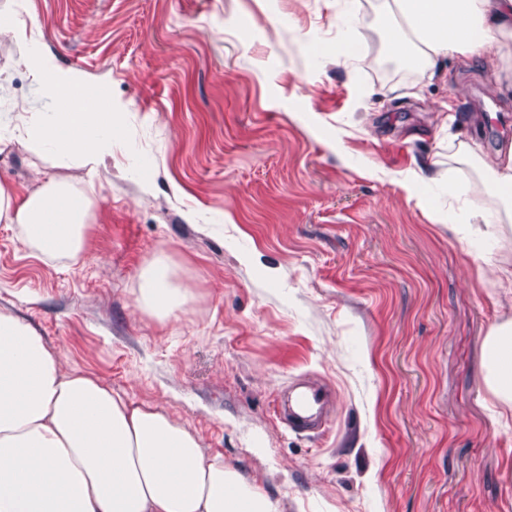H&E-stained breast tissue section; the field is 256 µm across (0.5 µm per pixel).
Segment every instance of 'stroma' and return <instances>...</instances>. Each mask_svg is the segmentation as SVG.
Here are the masks:
<instances>
[{"label":"stroma","mask_w":512,"mask_h":512,"mask_svg":"<svg viewBox=\"0 0 512 512\" xmlns=\"http://www.w3.org/2000/svg\"><path fill=\"white\" fill-rule=\"evenodd\" d=\"M38 22L44 65L80 71L82 95L111 100L130 135L100 169L87 245L44 260L0 223V313L58 357L184 425L278 512H512V432L488 416L480 369L495 305L447 228L465 197L493 212L475 164L512 142V93L453 55L432 78L381 71L384 4L368 8L341 67L323 0H0ZM321 64L298 76L280 30ZM28 74L0 130V182L17 195L50 171L85 172L22 147ZM146 163L148 175L129 179ZM438 166L451 196L422 180ZM160 264L182 302L139 306ZM364 355L354 359L352 343ZM333 393L321 433L273 412L301 375Z\"/></svg>","instance_id":"stroma-1"}]
</instances>
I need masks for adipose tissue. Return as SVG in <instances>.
Wrapping results in <instances>:
<instances>
[{
  "label": "adipose tissue",
  "instance_id": "adipose-tissue-1",
  "mask_svg": "<svg viewBox=\"0 0 512 512\" xmlns=\"http://www.w3.org/2000/svg\"><path fill=\"white\" fill-rule=\"evenodd\" d=\"M401 27L388 33L404 69L426 75L449 55L478 59L495 92L512 91V0H393ZM0 36L19 47L17 66L33 79L27 106L36 115L32 148L78 158L85 191L53 175L24 197L0 183V223L15 224L46 260L82 251L101 160L128 129L112 105L87 104L75 71L44 73L25 50L32 34L0 14ZM485 187L503 203L494 213L459 207L448 230L480 276L512 295V259L494 248L512 222V146L484 161ZM180 292L171 275L147 269L141 305L164 315ZM482 375L495 403L493 424L512 429V317L485 339ZM0 512H277L223 459L207 457L193 435L164 412L129 407L99 381L63 369L55 355L11 316L0 313Z\"/></svg>",
  "mask_w": 512,
  "mask_h": 512
}]
</instances>
